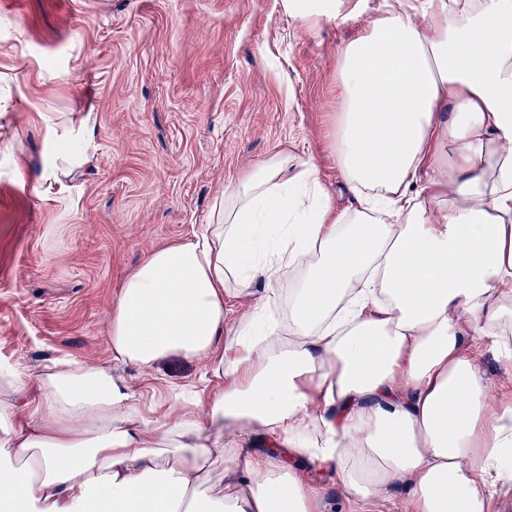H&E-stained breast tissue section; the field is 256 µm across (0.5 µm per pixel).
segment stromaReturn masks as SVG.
<instances>
[{
  "label": "stroma",
  "instance_id": "stroma-1",
  "mask_svg": "<svg viewBox=\"0 0 512 512\" xmlns=\"http://www.w3.org/2000/svg\"><path fill=\"white\" fill-rule=\"evenodd\" d=\"M355 34L281 0H0V359L29 377L103 360L126 275L278 153L314 156L347 208L332 149ZM51 126L79 129L83 151L40 184ZM115 371L137 390L218 385L176 356Z\"/></svg>",
  "mask_w": 512,
  "mask_h": 512
}]
</instances>
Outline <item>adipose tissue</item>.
Instances as JSON below:
<instances>
[{
  "label": "adipose tissue",
  "instance_id": "adipose-tissue-1",
  "mask_svg": "<svg viewBox=\"0 0 512 512\" xmlns=\"http://www.w3.org/2000/svg\"><path fill=\"white\" fill-rule=\"evenodd\" d=\"M281 5L361 24L334 134L354 205L275 156L126 277L107 362L0 360V512H317L295 459L351 512L397 489L405 512H489L512 484V400L476 372L512 357V0ZM170 355L221 386L160 403L112 370Z\"/></svg>",
  "mask_w": 512,
  "mask_h": 512
}]
</instances>
